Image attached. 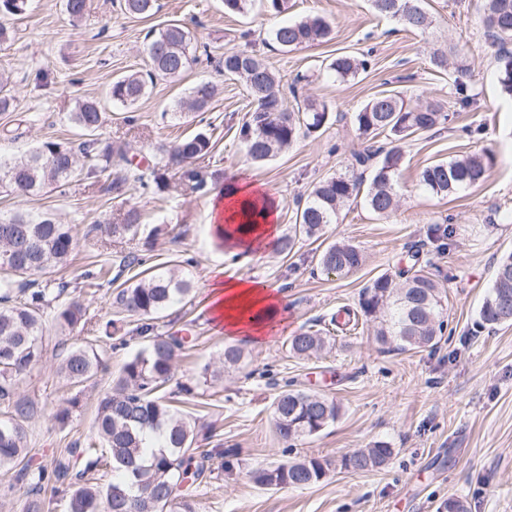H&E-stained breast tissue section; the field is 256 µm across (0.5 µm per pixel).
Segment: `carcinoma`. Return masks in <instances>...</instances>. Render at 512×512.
<instances>
[{"label": "carcinoma", "mask_w": 512, "mask_h": 512, "mask_svg": "<svg viewBox=\"0 0 512 512\" xmlns=\"http://www.w3.org/2000/svg\"><path fill=\"white\" fill-rule=\"evenodd\" d=\"M375 11L401 21L408 29L424 33L432 18L420 0H371ZM27 0H0V17L19 16ZM120 9L140 18H149L159 9L158 0H122ZM484 28L497 48L498 82L503 93L512 97V0H486ZM333 29L319 16L283 24L275 28L271 40L283 49H293L332 38ZM146 52L152 69L143 75L126 74L111 81L109 101L124 108L134 105L146 93L148 83L158 76L177 79L197 60L198 45L191 32L173 21L147 34ZM370 54L341 55L328 65L339 80L354 78L370 67ZM468 68L457 67L454 78L455 100L467 107L473 100L465 81ZM222 75L244 80L250 97L247 118L239 127L238 139L247 156L257 164L274 159L298 139L319 131L328 118L324 103L310 102L304 111L290 112L280 92V79L262 57L253 51L229 49L224 52ZM215 95L209 82L191 88L183 106L189 112L207 111ZM81 132L77 143L47 141L26 157L7 160L0 157V184L22 196H36L49 185L61 186L78 175L96 177L118 159L127 165L123 176L113 182L116 190L128 183L148 188L144 173L132 167L127 149L101 138L104 112L95 100L80 102L69 115ZM353 120L363 135H385L396 141L437 128H445L450 114L436 101L413 106L401 93L384 90L369 99ZM212 148L211 136L193 132L175 140L165 149L168 164L176 167L180 181L189 189L207 190V176L192 166ZM403 152L396 145H380L355 156V166L370 170L365 193H360L363 174L351 169L319 180L307 196L297 198L293 224L280 240V251L290 255L301 240H318L326 227L336 223L340 210L363 199L377 216H388L399 203V180ZM494 163L489 152L463 155L425 166L418 182L425 190L441 196L456 194L484 182ZM147 226L146 218L132 204L123 222L89 225L85 238L112 241L136 237ZM254 223L214 226V235L224 244L229 236H241ZM76 247L74 225L61 223L55 213L16 210L0 214V402L6 411L0 417V469L16 472V480L30 491L51 487L53 494L66 501L68 512H195L189 489L214 468L230 466L224 450L196 447L199 430L188 415L172 408L160 391L174 377L176 352L188 337L176 333H155L157 315L181 302L191 291V281L174 273L153 270L140 281L121 288L114 303L138 317L137 333L144 346L122 365L113 385L103 392L96 406L94 437L74 442L56 455L50 464L35 462L28 448V426L40 412L38 402L17 397L14 385L43 357L44 308L67 294L65 281L42 284L40 276H50L67 265ZM12 264L3 267V259ZM361 249L350 243H329L319 265L326 274L347 275L363 265ZM432 263L420 252L395 274L384 273L364 289L359 307L364 317L375 323L374 336L382 345H396L410 351L433 343L444 328L443 282L430 271ZM86 309L78 299L61 304L57 321L62 328L87 324ZM479 324L494 328L512 324V254L497 265L492 287L478 312ZM117 321L95 325L98 336L73 346L60 361L57 373L72 386L92 380L105 369L96 343L112 341ZM330 337L323 330L302 328L288 340L298 358L322 350ZM273 420L278 435L288 441L312 437L336 421L339 407L324 396L302 389L283 387L275 397ZM393 454L390 445L378 441L341 460V467L352 472L376 470ZM330 463L315 457L286 461L259 468L253 481L265 488L290 486L304 489L323 480ZM112 473V481L100 483Z\"/></svg>", "instance_id": "obj_1"}]
</instances>
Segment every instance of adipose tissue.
<instances>
[{"instance_id": "adipose-tissue-1", "label": "adipose tissue", "mask_w": 512, "mask_h": 512, "mask_svg": "<svg viewBox=\"0 0 512 512\" xmlns=\"http://www.w3.org/2000/svg\"><path fill=\"white\" fill-rule=\"evenodd\" d=\"M260 195V189L251 188L243 181L226 185L210 203L213 223L254 222V230L244 237L245 246L253 252L268 248L279 235L278 208L271 207L263 214L252 216L243 212L245 204ZM212 279L210 306L218 332L257 346L271 342L281 314L278 286L224 268L216 269Z\"/></svg>"}]
</instances>
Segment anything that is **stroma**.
Instances as JSON below:
<instances>
[{"instance_id":"1","label":"stroma","mask_w":512,"mask_h":512,"mask_svg":"<svg viewBox=\"0 0 512 512\" xmlns=\"http://www.w3.org/2000/svg\"><path fill=\"white\" fill-rule=\"evenodd\" d=\"M152 17L123 14L113 0H88L85 17L72 22L63 0H30L26 17L5 18L16 31L11 43L0 45V72L11 76L15 100L0 112V156L20 158L45 141L76 140L70 112L83 100L100 98L108 82L120 75L147 71V33L176 19L207 45L179 81L156 78L134 106L106 109L103 139L126 146L129 157L146 163L166 180L164 149L170 142L208 123L213 148L197 161L213 174L216 184L228 176L263 183L280 209L279 227L293 222L295 201L321 178L348 171L365 139L353 114L374 94L395 89L410 104L442 102L451 130L417 133L401 144L404 155L399 205L380 218L364 205L340 211L326 229L327 241L357 245L363 266L346 276L317 273L322 244L306 240L293 253L271 246L261 253L232 259L212 234L210 193L170 191L158 206L153 189L125 186L109 190L107 177L78 176L64 186L39 195L19 197L0 189V213L22 209L50 210L78 235L74 257L58 279L87 307L88 320H118L128 344L122 349L101 344L109 372L74 388L56 369L67 350L82 342L81 328L62 329L57 307L47 308V354L16 385L18 394L34 398L41 417L31 425L29 447L46 460L74 441L92 435L98 396L106 391L126 359L141 347L138 321L113 302L117 286H97L85 271L99 264L118 265L136 256L125 278L142 265L156 271L176 270L192 280L193 292L161 313L157 331L166 335L189 330L193 340L177 357L175 381L191 385L194 396L179 411L206 432V448L222 447L231 469L215 470L207 482L190 489L196 512H437L454 496L469 512H512V324L487 329L478 325V310L493 281L499 261L512 254V97L497 80V62L482 24L484 0H423L433 18L425 34L402 31L399 22L377 16L369 0H288L287 12L274 15L262 0H253L247 14H228L223 0H159ZM307 16L328 18L330 41L281 49L270 31L284 22ZM458 48L448 70L432 68L434 49ZM256 50L281 79L289 110L307 101L329 108L325 125L272 161L257 165L246 156L237 131L250 99L245 85L217 70L226 49ZM372 51L368 72L345 82L330 76L326 66L340 54ZM471 69L474 100L462 108L454 100L452 73L457 64ZM308 77L291 92L297 74ZM201 82L219 91L202 121L176 117L179 100ZM492 151L494 164L481 185L441 197L423 192L417 174L425 165L461 155ZM152 212L162 209L165 230L153 251L141 241L89 245L87 225L118 221L127 204ZM450 223L453 234L440 247L437 228ZM420 251L445 276L444 332L431 347L398 352L383 349L374 326L359 319L356 329L337 333L336 342L320 355L302 360L289 353L286 340L300 328H323L337 309L357 308L360 293L384 273H395L410 250ZM227 267L245 277L278 285L285 306L284 323L267 345H244L238 365H223L228 340L216 332L208 315L210 274ZM218 369V378L203 379L204 366ZM297 388L334 399L336 421L319 436L284 443L272 420V403L287 381ZM78 396L80 404L65 426L51 416L62 399ZM375 441L388 442L393 454L381 469L354 473L340 468L344 455ZM331 460L332 471L306 489H266L254 483L253 470L285 458Z\"/></svg>"}]
</instances>
